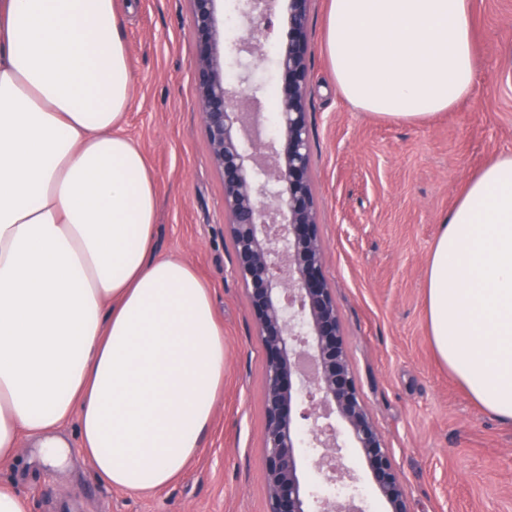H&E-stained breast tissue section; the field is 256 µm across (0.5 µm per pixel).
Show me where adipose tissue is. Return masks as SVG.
Segmentation results:
<instances>
[{
  "label": "adipose tissue",
  "instance_id": "1",
  "mask_svg": "<svg viewBox=\"0 0 512 512\" xmlns=\"http://www.w3.org/2000/svg\"><path fill=\"white\" fill-rule=\"evenodd\" d=\"M324 47L356 109L414 123L475 83L471 0H330ZM117 0H0V460L80 451L109 485H169L224 387V331L185 261L154 249L156 183L123 130ZM431 340L512 427V153L440 223Z\"/></svg>",
  "mask_w": 512,
  "mask_h": 512
}]
</instances>
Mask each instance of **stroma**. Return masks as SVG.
<instances>
[{
  "instance_id": "obj_1",
  "label": "stroma",
  "mask_w": 512,
  "mask_h": 512,
  "mask_svg": "<svg viewBox=\"0 0 512 512\" xmlns=\"http://www.w3.org/2000/svg\"><path fill=\"white\" fill-rule=\"evenodd\" d=\"M133 61L124 130L157 180L155 246L193 267L224 331V389L201 447L168 486L111 488L66 431L63 461L22 442L0 461V489L28 512H269L262 474L265 352L246 289L233 271L222 179L200 114L188 0H119ZM330 0L308 14L307 121L325 274L351 367L384 436L412 512H512V428L469 397L430 338L425 281L441 217L468 182L512 152V0H472L476 81L453 109L419 123L356 110L336 91L324 49ZM267 59L256 71L273 120L281 76L273 57L288 38L278 0Z\"/></svg>"
}]
</instances>
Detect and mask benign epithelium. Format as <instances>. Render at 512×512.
I'll list each match as a JSON object with an SVG mask.
<instances>
[{
    "label": "benign epithelium",
    "instance_id": "benign-epithelium-1",
    "mask_svg": "<svg viewBox=\"0 0 512 512\" xmlns=\"http://www.w3.org/2000/svg\"><path fill=\"white\" fill-rule=\"evenodd\" d=\"M196 55L191 66L212 163L224 182L234 272L246 288L266 357L263 474L269 512H349L359 502L344 465L347 441L370 470L387 512H411L384 438L370 417L349 362L336 300L324 273V241L310 177L306 118L309 0H288V39L277 50L282 77L277 134L245 140L262 88L275 0H237L239 36L224 33L220 0H189ZM308 460L324 494L301 474Z\"/></svg>",
    "mask_w": 512,
    "mask_h": 512
}]
</instances>
